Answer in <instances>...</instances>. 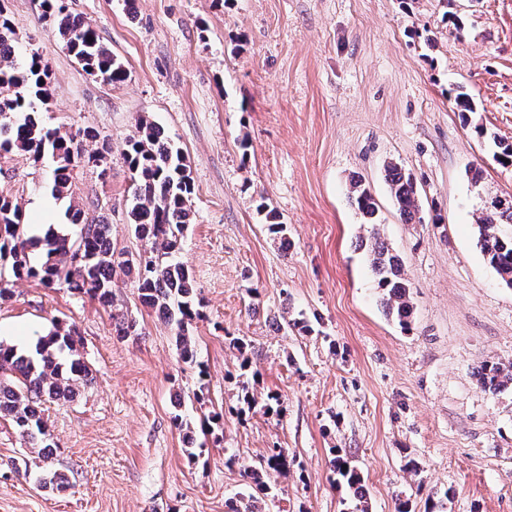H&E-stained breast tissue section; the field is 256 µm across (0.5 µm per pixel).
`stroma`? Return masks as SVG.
<instances>
[{
  "mask_svg": "<svg viewBox=\"0 0 512 512\" xmlns=\"http://www.w3.org/2000/svg\"><path fill=\"white\" fill-rule=\"evenodd\" d=\"M64 3L129 78L114 87L89 74L34 0H8L20 51L40 56L55 89L40 119L90 128L86 149L112 151L105 168H75L67 201L52 194V156L0 154V191L29 220L51 204L61 234L73 230L69 202H98L113 245L140 249L122 147L149 116L186 156L194 187L177 258L204 301L191 328L198 363L180 359L127 278L115 304L142 327L128 339L88 295L14 281L0 299V341L28 348L54 327L75 329L94 381L75 402L45 403L51 465L0 420V512H225L276 446L301 465L271 475L265 512H397L403 502L512 512V392L477 382L482 361H512V288L485 261L475 223L486 202L512 195V166L494 160L491 142H512V0ZM458 89L477 105L466 120ZM388 161L415 177L423 223H402ZM353 176L370 186L380 236L403 262L410 329L380 303L367 228L348 199ZM271 209L286 237L271 233ZM289 316L312 333L288 329ZM179 393L199 397L185 409L192 420L225 411L193 459L172 421ZM272 393L281 410L267 415ZM339 449L361 497L335 479ZM50 468L68 476L66 491L41 487Z\"/></svg>",
  "mask_w": 512,
  "mask_h": 512,
  "instance_id": "35a3bbf8",
  "label": "stroma"
}]
</instances>
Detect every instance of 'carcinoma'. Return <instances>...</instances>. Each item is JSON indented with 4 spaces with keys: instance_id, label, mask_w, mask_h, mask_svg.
Masks as SVG:
<instances>
[{
    "instance_id": "carcinoma-1",
    "label": "carcinoma",
    "mask_w": 512,
    "mask_h": 512,
    "mask_svg": "<svg viewBox=\"0 0 512 512\" xmlns=\"http://www.w3.org/2000/svg\"><path fill=\"white\" fill-rule=\"evenodd\" d=\"M41 19L58 36L74 59L89 73L102 77L114 87L124 84L129 73L124 64L102 42L97 31L84 19L66 11L58 0H39ZM0 151H20L35 157L49 152L56 159L52 193L69 194L71 171L83 162L100 165L111 147L104 143L85 153L84 140L90 131L77 129L64 135L44 127L38 114L50 107L53 98L51 78L40 57L18 52L15 22L0 0ZM494 158L512 165V142L493 138ZM122 153L130 171L131 185L125 198L129 226L144 242L139 258L127 257V251L112 245L110 225L88 215L75 205L68 209L73 234L51 233L43 240L45 261L28 253V242L21 237L22 213L19 205L0 193V299L10 293V280L4 269L16 279L34 278L50 286L91 295L103 307L112 309V331L122 337L141 335L139 323L114 307L113 286L117 277L133 279L140 303L164 320L173 331L179 357L185 363L196 362L190 334L192 322L200 317L192 271L176 258L187 224L190 223L193 186L188 164L181 150L164 136L148 117L138 119L134 135L126 139ZM396 211L406 224L421 222L420 193L412 173L389 161L384 165ZM350 199L371 227L368 252L388 316L408 329L413 306L410 286L404 277L402 261L381 240L377 229L378 206L370 189L360 179L350 182ZM512 199L495 200L478 217V245L501 280L512 287ZM480 383L489 390L512 388V362L484 361ZM92 371L80 351V340L68 332L55 330L37 340L34 350L22 352L0 341V419L8 421L31 448H41L42 462L48 426L42 405L47 401L70 402L80 388L91 384ZM184 397L174 400V422L185 432L188 457H196L195 428L182 413ZM288 464L282 448L270 449L259 466L248 473L255 492L243 498V504L226 502L227 512H262L258 494H268L266 478ZM333 472L346 484L359 490L360 479L348 458L337 454L331 460Z\"/></svg>"
}]
</instances>
